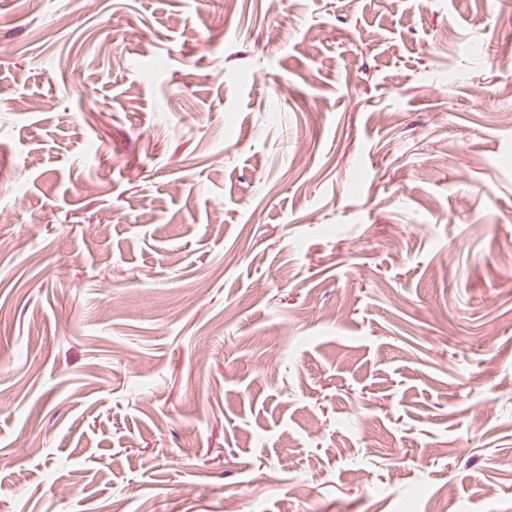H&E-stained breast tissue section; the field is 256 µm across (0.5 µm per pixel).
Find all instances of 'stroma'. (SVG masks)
<instances>
[{
  "mask_svg": "<svg viewBox=\"0 0 512 512\" xmlns=\"http://www.w3.org/2000/svg\"><path fill=\"white\" fill-rule=\"evenodd\" d=\"M223 2L0 0V512H512V0Z\"/></svg>",
  "mask_w": 512,
  "mask_h": 512,
  "instance_id": "35a3bbf8",
  "label": "stroma"
}]
</instances>
